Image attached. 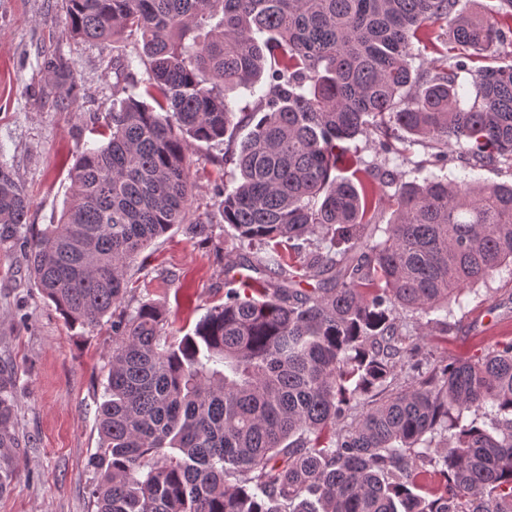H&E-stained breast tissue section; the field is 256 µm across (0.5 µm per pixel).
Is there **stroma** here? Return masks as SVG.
<instances>
[{
    "label": "stroma",
    "mask_w": 512,
    "mask_h": 512,
    "mask_svg": "<svg viewBox=\"0 0 512 512\" xmlns=\"http://www.w3.org/2000/svg\"><path fill=\"white\" fill-rule=\"evenodd\" d=\"M64 0H0V163H7L29 200L30 233L57 223L69 194L68 172L99 131L112 104L127 98L112 59L138 56L137 37L106 43L67 32ZM223 146L188 147L196 187L193 217L211 224L209 241L176 227L145 250L131 268L126 309L160 303L168 332L184 336L207 308L224 301V266L239 251L219 212V187L230 182ZM404 181L436 174L458 181L512 183V167L473 169L459 158L436 165L416 145L391 155ZM447 327L406 314L409 342L425 341L438 358L471 360L512 340V272L501 270L463 291L449 306ZM112 349V319L88 330L66 324L36 287L23 252L0 248V368L15 379L17 469L0 512H94L90 488L97 474V411L104 400Z\"/></svg>",
    "instance_id": "1"
}]
</instances>
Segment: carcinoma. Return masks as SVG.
Listing matches in <instances>:
<instances>
[{
  "instance_id": "cac0c4a2",
  "label": "carcinoma",
  "mask_w": 512,
  "mask_h": 512,
  "mask_svg": "<svg viewBox=\"0 0 512 512\" xmlns=\"http://www.w3.org/2000/svg\"><path fill=\"white\" fill-rule=\"evenodd\" d=\"M65 3L73 37L141 39L142 79L130 58L114 70L143 94L105 113L107 142L80 152L40 233L27 236V196L0 166V246L24 251L67 324L112 315L96 512H512V342L449 363L408 344L401 317L446 313L512 272V183L404 182L375 162L333 175L372 135L385 154L428 141L437 163L454 146L512 165V64H484L506 38L497 19L461 0ZM416 43L442 64L414 67ZM262 80L235 111L229 95ZM192 140L224 145L219 209L240 251L224 275L239 282L171 340L160 304L122 303L157 239L212 236L190 214ZM402 362L429 372L380 398ZM15 407L0 370V449L19 447ZM473 409L486 421H464ZM427 465L447 482L432 499L416 493Z\"/></svg>"
}]
</instances>
